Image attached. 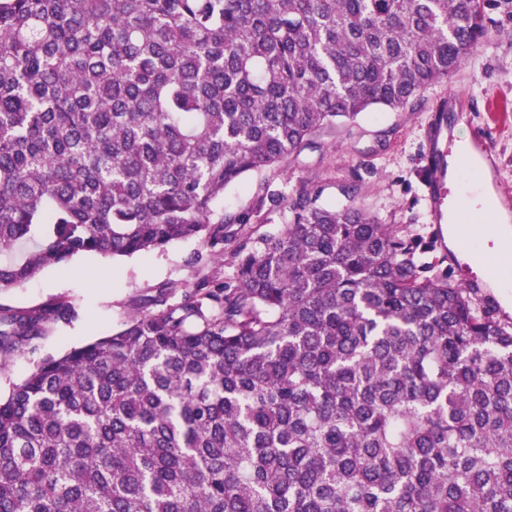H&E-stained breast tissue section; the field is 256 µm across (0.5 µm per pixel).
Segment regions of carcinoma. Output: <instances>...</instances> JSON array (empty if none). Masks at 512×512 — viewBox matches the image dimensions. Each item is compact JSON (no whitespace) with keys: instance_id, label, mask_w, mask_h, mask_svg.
Returning a JSON list of instances; mask_svg holds the SVG:
<instances>
[{"instance_id":"cac0c4a2","label":"carcinoma","mask_w":512,"mask_h":512,"mask_svg":"<svg viewBox=\"0 0 512 512\" xmlns=\"http://www.w3.org/2000/svg\"><path fill=\"white\" fill-rule=\"evenodd\" d=\"M489 0H0V289L80 254L232 246L0 399V512H512V319L307 184L224 189L402 110ZM77 312L0 304V360ZM255 219V217H252L251 223L246 224L245 230L247 232L258 229L254 236L259 234H275L281 225L288 220V211L281 200L275 202L267 200L261 213V220L258 221L261 224H256Z\"/></svg>"}]
</instances>
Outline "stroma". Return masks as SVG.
Wrapping results in <instances>:
<instances>
[{"instance_id": "1", "label": "stroma", "mask_w": 512, "mask_h": 512, "mask_svg": "<svg viewBox=\"0 0 512 512\" xmlns=\"http://www.w3.org/2000/svg\"><path fill=\"white\" fill-rule=\"evenodd\" d=\"M484 41L447 79L428 88L413 106L376 110L355 122L320 131L299 156L249 175L224 193L227 212L251 211L260 185L290 194L300 185L321 186L323 203L346 204L345 187H355L356 202L380 223L405 227L410 236L431 244L434 256H447L453 278L474 285L499 302L512 317V288H491L485 269L449 258L446 230L437 220L448 206L445 175L431 171L434 156L449 155L453 139L435 137L438 126L463 124L466 135L481 133L492 143L494 185L512 210V0H491ZM229 257L219 256L201 240L168 244L146 255L112 259L96 254L74 257L66 265L44 269L21 287L0 292V304L30 307L51 299L77 310L72 321L52 326L32 349L15 354L0 369V396H8L37 363L111 334L123 326L137 303L172 288V301L206 277L231 280Z\"/></svg>"}]
</instances>
